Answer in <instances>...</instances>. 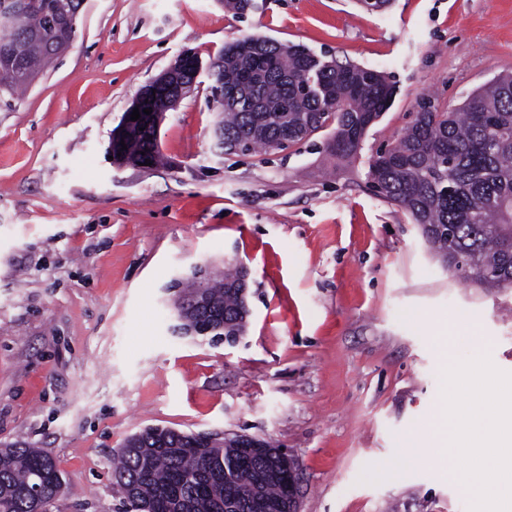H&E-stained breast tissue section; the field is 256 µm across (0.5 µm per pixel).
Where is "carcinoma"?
<instances>
[{"label":"carcinoma","instance_id":"carcinoma-1","mask_svg":"<svg viewBox=\"0 0 512 512\" xmlns=\"http://www.w3.org/2000/svg\"><path fill=\"white\" fill-rule=\"evenodd\" d=\"M58 0H26L14 19L0 16V93L12 94L66 48H46ZM255 55L236 52L239 41L209 57L210 93L224 129V152L280 149L329 125L327 149L356 153L368 124L389 106L393 87L372 68L335 59L325 66L300 45L251 37ZM127 149H122V146ZM112 152L161 163L145 136ZM368 178L378 195L403 208L427 237L442 265L466 284L512 288V74L494 78L455 111L425 99L415 122L377 153ZM240 270L214 280L191 279L174 307L186 325L204 316L194 297L245 335L250 310L239 288ZM55 461L38 448H0V512H32L27 487L45 482L44 499L58 497L50 479ZM244 448H193L171 433L161 445L147 440L123 448L112 464L114 483L132 512H259L284 499L285 483Z\"/></svg>","mask_w":512,"mask_h":512}]
</instances>
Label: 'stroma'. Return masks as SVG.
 <instances>
[{
  "instance_id": "1",
  "label": "stroma",
  "mask_w": 512,
  "mask_h": 512,
  "mask_svg": "<svg viewBox=\"0 0 512 512\" xmlns=\"http://www.w3.org/2000/svg\"><path fill=\"white\" fill-rule=\"evenodd\" d=\"M249 36L388 76L355 155L330 154L329 127L215 155L203 75L162 121L165 166H113L143 86ZM507 73L512 0H88L71 48L0 96V448L55 460L69 489L47 512H120L112 456L149 426L287 449L299 512H470L422 437L474 337L512 373V288L460 283L367 172L422 99L453 110ZM228 263L250 271L243 341L173 333L174 280Z\"/></svg>"
}]
</instances>
